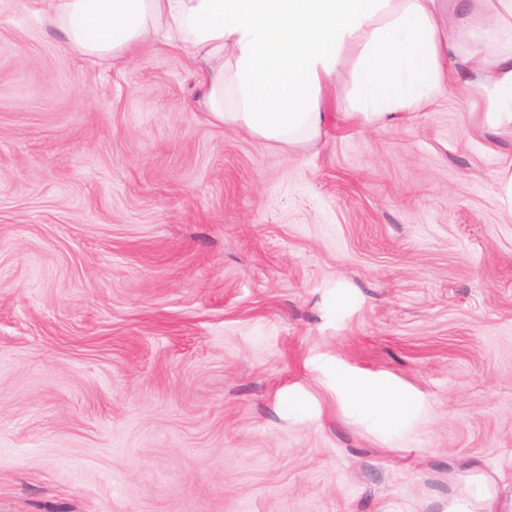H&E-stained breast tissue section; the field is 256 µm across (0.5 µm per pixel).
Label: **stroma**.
I'll return each instance as SVG.
<instances>
[{
  "label": "stroma",
  "instance_id": "1",
  "mask_svg": "<svg viewBox=\"0 0 512 512\" xmlns=\"http://www.w3.org/2000/svg\"><path fill=\"white\" fill-rule=\"evenodd\" d=\"M0 0V512H512V129L479 87L282 148L165 47ZM391 389L398 422L344 382Z\"/></svg>",
  "mask_w": 512,
  "mask_h": 512
}]
</instances>
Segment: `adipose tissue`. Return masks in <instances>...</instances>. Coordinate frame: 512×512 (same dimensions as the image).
Here are the masks:
<instances>
[{
  "label": "adipose tissue",
  "instance_id": "1",
  "mask_svg": "<svg viewBox=\"0 0 512 512\" xmlns=\"http://www.w3.org/2000/svg\"><path fill=\"white\" fill-rule=\"evenodd\" d=\"M437 0H41L40 18L69 52L114 60L160 45L198 66L200 111L214 122L282 147L322 136L336 75L353 58L354 107L345 118L395 121L429 105L448 80L477 76L496 127H512V52L475 55L449 67L461 36L480 38L512 22V0H452L451 21ZM366 415L397 420L390 391L353 384Z\"/></svg>",
  "mask_w": 512,
  "mask_h": 512
}]
</instances>
